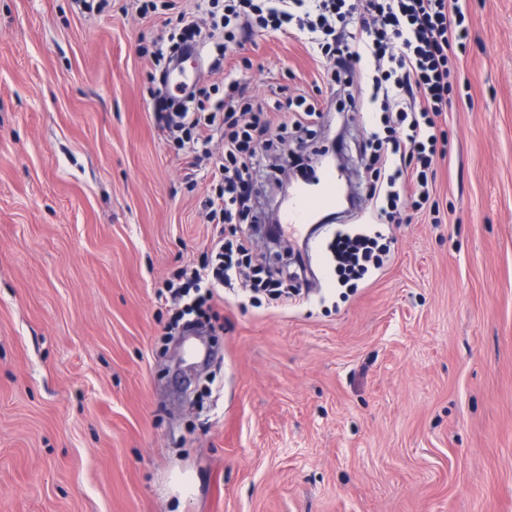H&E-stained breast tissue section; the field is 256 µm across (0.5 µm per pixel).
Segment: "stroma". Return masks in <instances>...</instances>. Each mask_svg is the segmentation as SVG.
<instances>
[{"label": "stroma", "instance_id": "1", "mask_svg": "<svg viewBox=\"0 0 512 512\" xmlns=\"http://www.w3.org/2000/svg\"><path fill=\"white\" fill-rule=\"evenodd\" d=\"M0 0V512H512V0H463V80L442 125L439 223L383 226L391 257L279 307L226 297L192 374L156 290L199 263L208 180L153 117L141 46L208 0ZM226 65L263 100L319 101L361 224L360 86L303 39L257 33Z\"/></svg>", "mask_w": 512, "mask_h": 512}]
</instances>
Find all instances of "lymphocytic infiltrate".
Listing matches in <instances>:
<instances>
[{
    "label": "lymphocytic infiltrate",
    "mask_w": 512,
    "mask_h": 512,
    "mask_svg": "<svg viewBox=\"0 0 512 512\" xmlns=\"http://www.w3.org/2000/svg\"><path fill=\"white\" fill-rule=\"evenodd\" d=\"M266 13L253 18L252 0H233L223 16L212 18V31L223 32L217 43L215 68L233 50L236 33L261 28L279 31L295 26L324 64L322 79L329 84H353L356 71H367L372 99L381 118L367 116L371 130L362 144L374 179L368 186L371 224H400L401 199L423 209L435 191L430 173L448 154L440 119L447 112L453 90L449 55L469 36L459 0H265ZM293 99L252 104L233 78L224 83V96L212 100L204 89L193 90L181 111L157 105L155 119L170 132L185 133L192 151L189 181L210 178L214 195L207 199L208 221L215 231L208 249L215 268L200 266L185 275V288L167 283L158 299L177 302V325L211 326L220 319L217 301L241 284L243 262L252 253L251 236L242 224L257 203L255 179L270 131L308 132L322 108L319 103L293 107ZM221 139V155H213V139ZM373 238L338 233L332 245L336 271L365 275L381 268L390 247L374 251Z\"/></svg>",
    "instance_id": "1"
}]
</instances>
